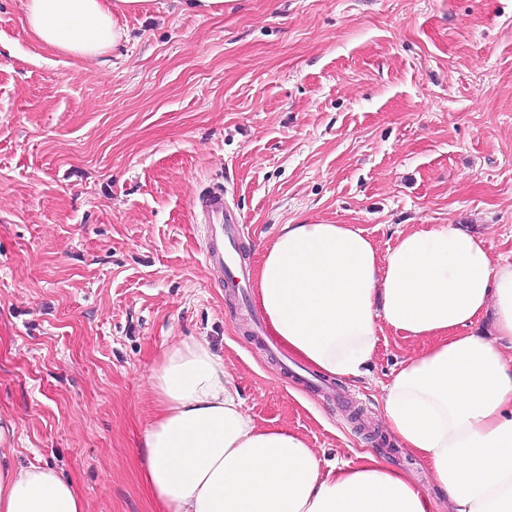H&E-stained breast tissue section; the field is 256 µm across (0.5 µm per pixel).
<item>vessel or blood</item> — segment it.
Here are the masks:
<instances>
[{"label": "vessel or blood", "mask_w": 512, "mask_h": 512, "mask_svg": "<svg viewBox=\"0 0 512 512\" xmlns=\"http://www.w3.org/2000/svg\"><path fill=\"white\" fill-rule=\"evenodd\" d=\"M195 205L205 216L202 226L207 240L204 259L216 272L222 274L229 290L250 288L246 271L234 258V247L243 227L236 215L224 205L223 192L213 191L199 195Z\"/></svg>", "instance_id": "b4317fda"}]
</instances>
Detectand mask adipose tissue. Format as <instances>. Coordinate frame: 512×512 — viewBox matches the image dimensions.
<instances>
[{"label":"adipose tissue","instance_id":"ef3b65f1","mask_svg":"<svg viewBox=\"0 0 512 512\" xmlns=\"http://www.w3.org/2000/svg\"><path fill=\"white\" fill-rule=\"evenodd\" d=\"M145 0H23L28 31L77 60L127 38ZM257 305L271 335L318 372L355 380L380 331L424 341L382 388L388 432L437 495L366 453L321 465L298 434L258 427L206 339L164 349L142 477L156 512H512V260L458 224L399 233L379 253L351 224L281 225ZM0 512H85L54 469L0 460Z\"/></svg>","mask_w":512,"mask_h":512}]
</instances>
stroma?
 <instances>
[{"instance_id": "35a3bbf8", "label": "stroma", "mask_w": 512, "mask_h": 512, "mask_svg": "<svg viewBox=\"0 0 512 512\" xmlns=\"http://www.w3.org/2000/svg\"><path fill=\"white\" fill-rule=\"evenodd\" d=\"M126 26L77 61L0 0V456L56 468L86 512H154L150 375L203 337L258 425L428 487L379 404L422 342L383 331L358 382L280 366L207 267L192 200L223 192L253 270L313 221L382 252L458 224L512 254V0H147Z\"/></svg>"}]
</instances>
